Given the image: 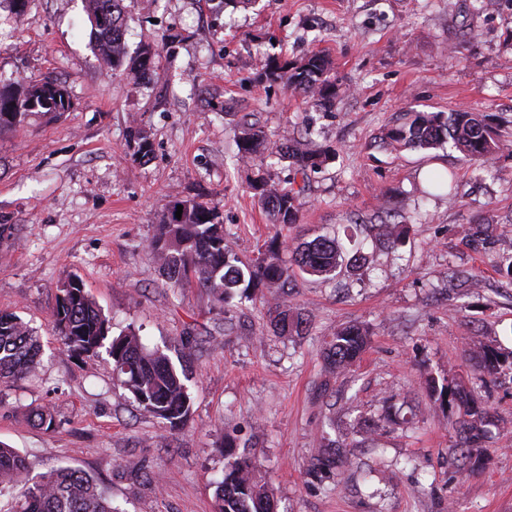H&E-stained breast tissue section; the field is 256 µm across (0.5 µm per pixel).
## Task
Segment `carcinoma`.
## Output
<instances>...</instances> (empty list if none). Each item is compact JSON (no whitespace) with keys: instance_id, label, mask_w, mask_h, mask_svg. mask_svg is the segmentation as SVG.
<instances>
[{"instance_id":"obj_1","label":"carcinoma","mask_w":512,"mask_h":512,"mask_svg":"<svg viewBox=\"0 0 512 512\" xmlns=\"http://www.w3.org/2000/svg\"><path fill=\"white\" fill-rule=\"evenodd\" d=\"M86 12L91 24V44L109 72L138 80L154 70L156 50L152 46L142 47L134 56L127 51L123 0H86ZM264 76L282 81L317 107L332 105L336 97V76L330 60L321 52L311 53L296 66L273 59ZM70 106L67 89L53 79L32 85L22 96L3 86L0 127L19 122L31 112L61 114ZM241 125L236 157L248 163L267 149L268 138L258 123L246 115ZM383 143L421 150L448 144L484 170L493 164L501 149L497 133L487 119L467 110L448 114L415 112L409 121L388 129ZM276 152L298 173L318 170L331 158L330 150L295 138L288 139L285 148ZM428 180L435 189L448 192L450 197L455 195L454 171H433ZM251 189L274 227L283 230L299 222L301 191L279 187L263 177L255 179ZM179 205L183 209L178 219ZM281 245L277 232L260 257L243 262L228 242L215 207L203 200L176 199L166 205L148 249L157 260L159 274L170 287L194 285L204 289L214 304L224 307L230 306L237 296L250 297V292L259 288H283L297 274L330 280L343 269L354 271L368 263L362 246L348 251L336 235L319 234L302 243L292 252L290 264L280 257ZM54 323L67 351L90 358L105 349L112 360L115 380L143 411L172 429L190 415L193 399L185 370L178 368L164 352L147 349L133 327L110 335L108 320L76 274L58 288ZM271 324L275 334L286 336L292 331L300 333L307 318L300 313L290 316V305L285 301L277 306ZM367 337L368 329L358 323L339 328L326 348V364L338 372L349 369L365 353ZM40 352L36 331L21 317L0 312V385L7 387L34 372L40 365ZM476 370L484 382L496 381L505 371H512V351L485 346L478 356ZM428 385L430 399L457 416L456 424L463 434L462 442L454 448L457 460L462 466L475 469L489 453L481 441L494 425L490 409L458 383L450 381L440 386L431 377ZM30 417L45 430L58 426L50 406L31 409ZM224 447V475L215 489L218 512H276L273 498L256 480L254 457L245 451L236 453L237 438L229 434L224 435ZM346 448V443L337 444L333 451L316 458V465L328 469L342 467L347 460ZM3 488L17 490L13 512H119L107 490L86 472L58 466L33 477L25 457L0 443V490Z\"/></svg>"}]
</instances>
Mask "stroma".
<instances>
[{"label": "stroma", "mask_w": 512, "mask_h": 512, "mask_svg": "<svg viewBox=\"0 0 512 512\" xmlns=\"http://www.w3.org/2000/svg\"><path fill=\"white\" fill-rule=\"evenodd\" d=\"M129 51L158 47L154 72L108 73L90 42L82 0H28L24 17L0 5V86L23 92L53 78L72 106L0 128V311L38 332L35 376L0 387V440L31 475L70 466L93 476L120 512H216L225 434L251 445L277 512H512V377L488 401L491 453L458 469L454 420L427 394L428 378L478 387L475 357L512 350V281L494 263L512 256V0H124ZM326 53L333 106H312L266 80L270 59ZM464 108L486 115L502 149L486 179L458 151L385 149L381 136L411 112ZM271 142L311 136L336 158L309 173L289 241L352 233L369 263L336 279L296 276L291 296L262 290L213 304L193 286L170 289L148 249L171 199L216 206L238 256L257 258L274 235L249 188L258 176L288 186L287 163L234 160L243 113ZM152 143L137 156V131ZM454 170L455 198L428 195L426 174ZM410 224L403 244L377 233ZM487 225L492 243L463 228ZM79 275L112 325L185 365L189 419L170 429L114 385L107 355L65 351L54 329L60 283ZM310 321L274 335L282 301ZM370 327L344 372L323 352L341 325ZM197 345L183 354L178 340ZM52 406L60 424L33 426ZM351 442L343 472L314 467L319 449Z\"/></svg>", "instance_id": "1"}]
</instances>
